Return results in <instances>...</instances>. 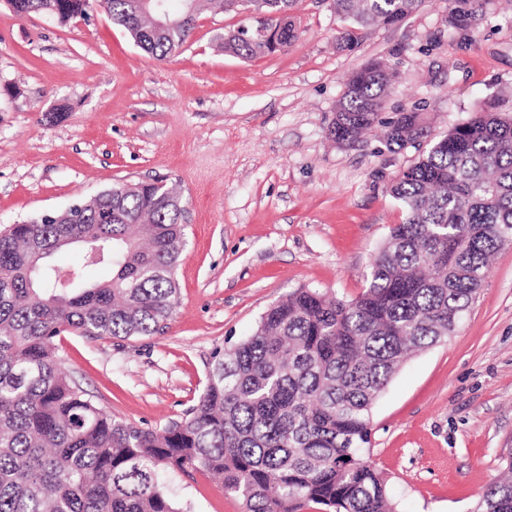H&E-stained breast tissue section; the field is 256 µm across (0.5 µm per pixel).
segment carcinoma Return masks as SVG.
Returning a JSON list of instances; mask_svg holds the SVG:
<instances>
[{
	"label": "carcinoma",
	"instance_id": "obj_1",
	"mask_svg": "<svg viewBox=\"0 0 512 512\" xmlns=\"http://www.w3.org/2000/svg\"><path fill=\"white\" fill-rule=\"evenodd\" d=\"M149 54L178 53L198 16L249 11L254 25L224 34V50L250 59L296 38L298 0H194L171 29L156 28L137 0H99ZM26 15L48 9L60 23L88 0H10ZM423 0H333L358 32L393 26ZM494 0H449L452 31L479 24ZM278 31L277 41L264 31ZM393 71L370 61L352 72L329 129L353 147L375 124L389 150L429 136L424 113L380 119ZM404 220L389 229L368 285L343 299L302 288L270 306L254 332L214 353L207 383L180 423L159 431L118 418L62 367L57 339L152 336L177 304L186 238L182 197L155 182L121 184L22 224L0 229V512H183L166 471L206 472L244 512H393L364 454L372 410L413 351L447 337L475 299L490 258L512 240V115L487 104L436 140L391 186ZM112 269L91 282L53 261L66 247ZM507 471L477 512H512Z\"/></svg>",
	"mask_w": 512,
	"mask_h": 512
}]
</instances>
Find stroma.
I'll use <instances>...</instances> for the list:
<instances>
[{
	"mask_svg": "<svg viewBox=\"0 0 512 512\" xmlns=\"http://www.w3.org/2000/svg\"><path fill=\"white\" fill-rule=\"evenodd\" d=\"M446 0L337 46L331 0H300L298 38L253 59L224 50L249 14L207 13L159 60L97 0L60 24L0 0V227L104 189L158 180L182 195L187 244L162 333L57 345L113 415L162 430L196 402L216 350L249 336L299 288L352 299L404 211L390 188L422 147L388 150L382 127L355 147L327 133L346 76L373 59L396 78L383 118L419 108L438 140L487 102L512 109V12L449 31ZM369 457L398 512H474L512 448V244L468 313L413 354L372 412ZM187 512H242L211 475L171 474Z\"/></svg>",
	"mask_w": 512,
	"mask_h": 512,
	"instance_id": "35a3bbf8",
	"label": "stroma"
}]
</instances>
